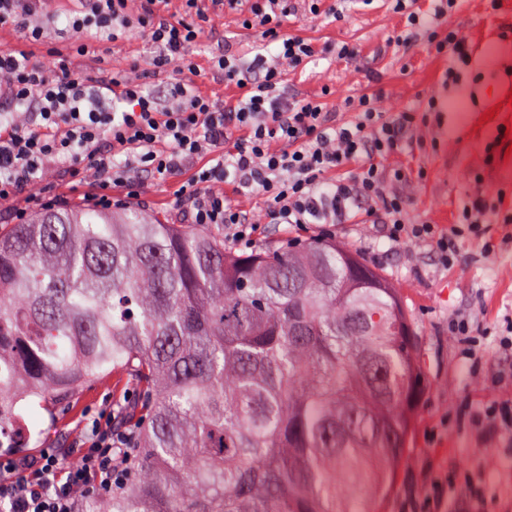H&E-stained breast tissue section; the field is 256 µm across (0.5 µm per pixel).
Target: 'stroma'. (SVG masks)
<instances>
[{"instance_id":"35a3bbf8","label":"stroma","mask_w":512,"mask_h":512,"mask_svg":"<svg viewBox=\"0 0 512 512\" xmlns=\"http://www.w3.org/2000/svg\"><path fill=\"white\" fill-rule=\"evenodd\" d=\"M255 0H239L224 11V25L206 32L197 50L200 66L212 55L231 51L240 62L253 59L261 44L257 30L243 26ZM324 20H310L307 0H299L289 27L307 39L316 54L303 71L288 75L290 95L311 96L327 111H359L361 97L387 94L400 109L426 124L424 145H408L393 159L396 168L419 176L408 209L412 218L434 224L457 223L461 207L476 188L494 184L502 190L487 215L484 233L464 238L453 265L441 267L429 246L414 253L401 251L385 236L383 226L364 230L359 224L336 226L337 239L362 250L403 289L419 334L425 368V388L411 435V452L387 497L384 512H425L413 499V487L425 470L455 474L461 456L486 459L488 474L512 473V438L501 447H479L464 409L494 399H512V350L501 348L500 337L512 334V157L505 151L512 138L505 122L512 108V0H459L455 12L419 30L412 46L401 50L393 37L403 30L410 11H432L430 0H321ZM467 37L468 58L456 80L445 73L447 52L438 48L453 28ZM359 50L357 61L334 54L336 44ZM496 116L484 119L489 109ZM472 317L489 329L476 361L464 359V346L452 336L454 321ZM488 389L475 386L477 378ZM123 377L106 375L83 389L67 416L59 418L36 408L29 421L42 429L40 446L66 448L79 438L86 415L109 408L123 393Z\"/></svg>"}]
</instances>
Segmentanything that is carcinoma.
<instances>
[{
  "mask_svg": "<svg viewBox=\"0 0 512 512\" xmlns=\"http://www.w3.org/2000/svg\"><path fill=\"white\" fill-rule=\"evenodd\" d=\"M111 371L133 455L79 512H382L424 392L403 289L334 238L89 203L0 231V436Z\"/></svg>",
  "mask_w": 512,
  "mask_h": 512,
  "instance_id": "carcinoma-1",
  "label": "carcinoma"
}]
</instances>
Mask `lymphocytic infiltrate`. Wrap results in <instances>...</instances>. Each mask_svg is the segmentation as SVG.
<instances>
[{
  "mask_svg": "<svg viewBox=\"0 0 512 512\" xmlns=\"http://www.w3.org/2000/svg\"><path fill=\"white\" fill-rule=\"evenodd\" d=\"M52 0H0V30L17 28L42 49L0 50V208L16 219L69 201L73 183L100 191L140 195L145 183L172 184L175 203L191 223L220 224L242 240L266 224H382L388 238L411 252L430 245L442 263L460 253L462 224H481L488 203L500 197L484 188L461 211V224L439 227L412 219L408 203L415 178L392 169L414 120L394 113L381 95L348 120H335L320 102L287 98L282 79L305 67L314 49L283 27L296 0H260L249 21L275 42L273 56L249 65L230 55L211 58L238 95L232 107L204 93L194 49L204 32L190 18L206 0H79L67 17L77 51L53 42ZM134 34L150 51L135 59L113 52L101 73L99 47ZM167 80V95L149 89ZM263 205H255V197ZM478 441L512 437V402L480 406L470 415ZM128 449L112 437V413L85 419L82 443L43 448L35 455L0 450V512H76L83 498L111 488ZM456 471L469 489L473 512H494L489 479L468 456Z\"/></svg>",
  "mask_w": 512,
  "mask_h": 512,
  "instance_id": "obj_1",
  "label": "lymphocytic infiltrate"
}]
</instances>
